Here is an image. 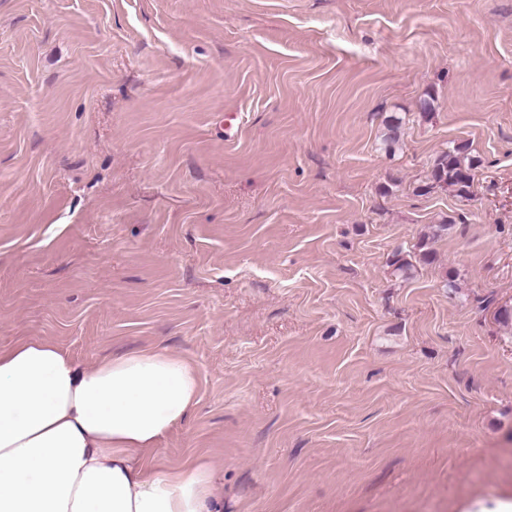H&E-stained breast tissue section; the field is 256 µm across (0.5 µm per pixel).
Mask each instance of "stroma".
I'll return each mask as SVG.
<instances>
[{"label": "stroma", "instance_id": "1", "mask_svg": "<svg viewBox=\"0 0 512 512\" xmlns=\"http://www.w3.org/2000/svg\"><path fill=\"white\" fill-rule=\"evenodd\" d=\"M457 144L468 199L426 186ZM504 305L512 0H0V347L197 366L144 466L207 456L223 512L511 502Z\"/></svg>", "mask_w": 512, "mask_h": 512}]
</instances>
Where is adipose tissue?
Here are the masks:
<instances>
[{"mask_svg": "<svg viewBox=\"0 0 512 512\" xmlns=\"http://www.w3.org/2000/svg\"><path fill=\"white\" fill-rule=\"evenodd\" d=\"M199 392L198 370L166 351L86 366L44 339L0 349V512H222L207 458L139 461Z\"/></svg>", "mask_w": 512, "mask_h": 512, "instance_id": "adipose-tissue-1", "label": "adipose tissue"}]
</instances>
